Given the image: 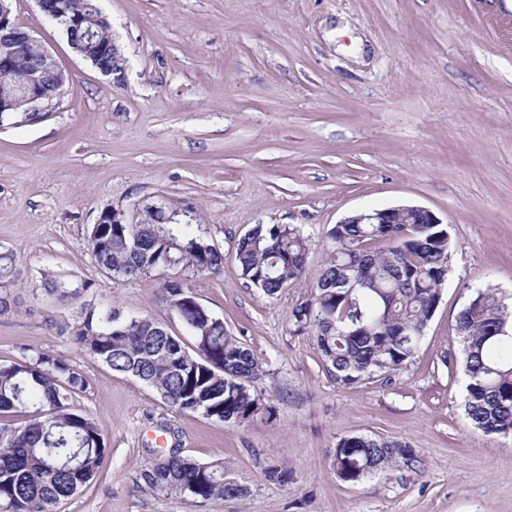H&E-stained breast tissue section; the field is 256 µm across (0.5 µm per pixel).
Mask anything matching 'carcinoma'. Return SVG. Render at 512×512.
I'll use <instances>...</instances> for the list:
<instances>
[{"label": "carcinoma", "mask_w": 512, "mask_h": 512, "mask_svg": "<svg viewBox=\"0 0 512 512\" xmlns=\"http://www.w3.org/2000/svg\"><path fill=\"white\" fill-rule=\"evenodd\" d=\"M66 22L83 18L71 31L97 67L125 74L122 53L109 47V25L97 0H50ZM20 50L0 62V99L17 111L3 122L27 121L20 112L22 90L55 84L53 66L40 43L20 29ZM175 208L155 212L147 224H93L88 243L98 268L109 278L133 280L174 270L158 292L159 303L176 316L192 345L150 314L125 315L112 302L87 304L80 320L62 327L78 349L153 388L178 414L222 423L253 420L263 394L248 380L261 362L193 292V282L219 272L224 254L204 225L174 224ZM405 224H336L327 232L326 261L309 282L308 298L295 306L294 331H310L323 364L341 386L401 371L418 351L423 332L441 300L448 276L451 239L445 224H422L410 213ZM309 237L294 224H255L237 242L235 261L255 288L274 298L307 280ZM16 259L0 252V317L18 312ZM42 297L69 305L86 289L64 276L42 277ZM467 383L464 411L487 435L512 438V296L477 288L456 316ZM84 375L64 357L18 348L0 362V512H58L63 501L97 477L105 441L94 419L78 408ZM415 450L380 436L350 435L332 451L336 476L359 484L384 469L416 461ZM141 477L152 491L203 501L243 496L241 484L226 487L224 462H202L170 449Z\"/></svg>", "instance_id": "1"}]
</instances>
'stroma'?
<instances>
[{"label": "stroma", "mask_w": 512, "mask_h": 512, "mask_svg": "<svg viewBox=\"0 0 512 512\" xmlns=\"http://www.w3.org/2000/svg\"><path fill=\"white\" fill-rule=\"evenodd\" d=\"M127 66L122 82L71 48L36 0H13L68 80L43 121L0 128V252L17 259L21 307L0 317V360L18 348L64 356L86 378L79 406L101 430L99 475L59 512H512V438L484 435L461 406L454 320L471 291L512 294V0H99ZM193 205L224 254L197 299L259 358L253 382L274 414L244 424L172 412L59 327L82 303L39 299L46 273L86 282L83 301L178 319L156 294L165 275L113 280L87 234L107 207ZM431 210L452 249L441 302L419 350L391 379L341 386L314 338L292 332L307 298H269L235 261L256 224L311 238L358 211ZM415 448L357 485L331 466L340 438ZM220 460L244 497L202 501L147 489L151 449ZM284 469L288 479H270Z\"/></svg>", "instance_id": "obj_1"}]
</instances>
